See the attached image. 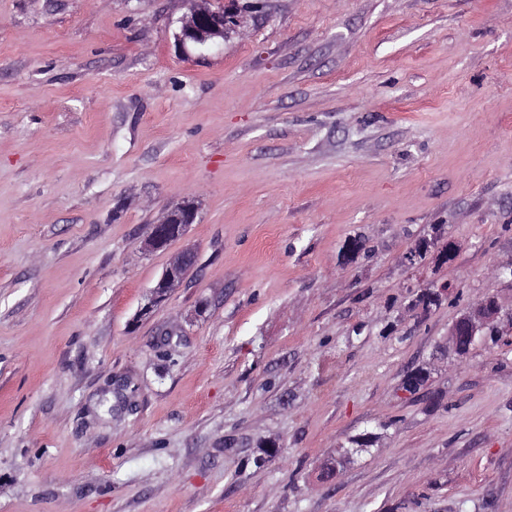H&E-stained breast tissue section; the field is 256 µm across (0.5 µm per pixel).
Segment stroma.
I'll list each match as a JSON object with an SVG mask.
<instances>
[{"label": "stroma", "instance_id": "1", "mask_svg": "<svg viewBox=\"0 0 512 512\" xmlns=\"http://www.w3.org/2000/svg\"><path fill=\"white\" fill-rule=\"evenodd\" d=\"M239 3L0 0V512H512V349L432 357L512 300V0ZM197 5L191 15L181 20L175 42L179 49L186 51L192 46L200 53L212 49L224 40L227 30L236 23L235 0H193ZM218 2V6L214 4ZM227 3V5H226ZM183 205L182 202L177 207L168 211L162 220L152 225V231L148 238V246L151 249L160 250L166 248L170 240L181 237L189 224L195 221L197 216L195 208L186 211L185 220L187 221H181L182 217L177 214V208ZM193 256L194 254L192 252H183L172 259L160 279L151 289L147 303L141 307L139 311L140 317L148 315L155 306L165 301L166 296H168L174 288H177L182 283L184 278L183 274L187 273L194 262L183 272L184 263ZM512 335V322L507 324L496 296H488L478 304L467 307L448 330V340L454 350L472 351L485 336Z\"/></svg>", "mask_w": 512, "mask_h": 512}]
</instances>
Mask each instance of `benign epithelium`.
I'll use <instances>...</instances> for the list:
<instances>
[{"label":"benign epithelium","instance_id":"benign-epithelium-1","mask_svg":"<svg viewBox=\"0 0 512 512\" xmlns=\"http://www.w3.org/2000/svg\"><path fill=\"white\" fill-rule=\"evenodd\" d=\"M196 7L190 16L181 20L175 42L185 51L193 47L199 52L212 49L224 39L227 30L236 23L237 0H227L215 5V0H194ZM196 210L192 209L185 217L177 214L173 208L162 220L152 225L148 246L154 250L164 249L170 240L181 237L190 223L195 221ZM191 252H183L174 257L150 291V296L139 316L148 315L155 306L165 301L166 296L178 287L184 278L183 267ZM512 335V324H508L501 309V303L495 296H489L479 303L462 311L448 330L450 346L455 350H472L484 337L490 334Z\"/></svg>","mask_w":512,"mask_h":512}]
</instances>
